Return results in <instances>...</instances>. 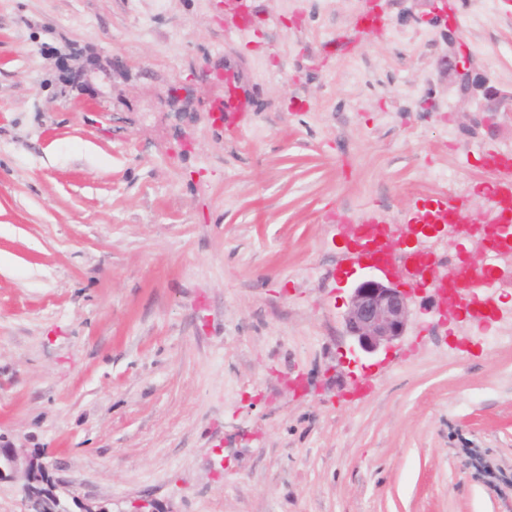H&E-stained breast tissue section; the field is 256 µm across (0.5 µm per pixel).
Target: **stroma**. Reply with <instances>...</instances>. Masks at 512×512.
Wrapping results in <instances>:
<instances>
[{"mask_svg": "<svg viewBox=\"0 0 512 512\" xmlns=\"http://www.w3.org/2000/svg\"><path fill=\"white\" fill-rule=\"evenodd\" d=\"M457 9L512 87V0ZM430 12L0 0V437L114 512H512V344L440 322L431 289L382 365L344 334L360 270L332 212L487 223L479 157L512 150V121L457 110Z\"/></svg>", "mask_w": 512, "mask_h": 512, "instance_id": "stroma-1", "label": "stroma"}]
</instances>
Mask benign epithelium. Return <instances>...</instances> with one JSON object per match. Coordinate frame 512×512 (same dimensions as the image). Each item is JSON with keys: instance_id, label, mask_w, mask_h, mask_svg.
Returning a JSON list of instances; mask_svg holds the SVG:
<instances>
[{"instance_id": "7a95c632", "label": "benign epithelium", "mask_w": 512, "mask_h": 512, "mask_svg": "<svg viewBox=\"0 0 512 512\" xmlns=\"http://www.w3.org/2000/svg\"><path fill=\"white\" fill-rule=\"evenodd\" d=\"M447 11L444 36L448 45L442 67L448 78V89L457 90L465 100L482 115L481 125L491 126L489 117H512V89L495 85L480 71L473 56L465 51L457 36L456 10L450 7L452 0H444ZM458 226L450 224H415L407 228L401 239H393L386 233L365 242L350 238L344 247L353 255L361 275L350 288L347 308L343 316L345 336L350 341L352 355L383 363L392 350L407 336L412 321V304L417 288L432 287L448 301V275L440 274L432 261L429 240H440L457 233ZM492 227H479L480 238L475 249L465 252L466 264L480 261L482 247L489 244L486 236ZM399 251L402 265L386 268L368 257V253ZM37 461L10 446L0 448V481L20 480L26 489L33 480Z\"/></svg>"}]
</instances>
